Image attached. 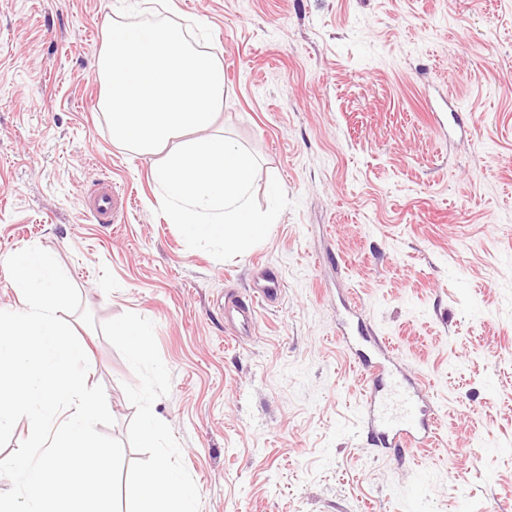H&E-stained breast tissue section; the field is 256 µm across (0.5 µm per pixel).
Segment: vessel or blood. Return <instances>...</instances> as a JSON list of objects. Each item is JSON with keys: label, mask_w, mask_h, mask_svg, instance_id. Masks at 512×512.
I'll use <instances>...</instances> for the list:
<instances>
[{"label": "vessel or blood", "mask_w": 512, "mask_h": 512, "mask_svg": "<svg viewBox=\"0 0 512 512\" xmlns=\"http://www.w3.org/2000/svg\"><path fill=\"white\" fill-rule=\"evenodd\" d=\"M122 206L108 186L93 198L96 216L106 224L114 223ZM281 294L280 280L268 271L250 301L225 306L224 320L233 336L239 340L253 336L258 304L278 300ZM369 343V349H356L355 356L369 382L363 414L370 434L389 448L428 447L434 435L428 390L398 371L378 338H370Z\"/></svg>", "instance_id": "obj_1"}]
</instances>
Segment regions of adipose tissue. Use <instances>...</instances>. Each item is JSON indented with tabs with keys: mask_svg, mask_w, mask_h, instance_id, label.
I'll use <instances>...</instances> for the list:
<instances>
[{
	"mask_svg": "<svg viewBox=\"0 0 512 512\" xmlns=\"http://www.w3.org/2000/svg\"><path fill=\"white\" fill-rule=\"evenodd\" d=\"M127 495L133 512H194L196 490L162 456L128 487Z\"/></svg>",
	"mask_w": 512,
	"mask_h": 512,
	"instance_id": "obj_1",
	"label": "adipose tissue"
}]
</instances>
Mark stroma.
<instances>
[{
    "label": "stroma",
    "mask_w": 512,
    "mask_h": 512,
    "mask_svg": "<svg viewBox=\"0 0 512 512\" xmlns=\"http://www.w3.org/2000/svg\"><path fill=\"white\" fill-rule=\"evenodd\" d=\"M121 2L0 0V310L23 307L5 260L52 253L96 322L66 317L122 484L158 454L148 410L194 512H512V0H138L210 28L209 132L256 155L260 206L274 179L293 202L227 261L187 247L159 211L157 157L113 140L99 109ZM101 181L131 200L113 224L80 203ZM268 268L282 299L235 340L222 303ZM348 304L428 384L433 446L385 450L362 425ZM120 322L149 327L148 361Z\"/></svg>",
    "instance_id": "obj_1"
}]
</instances>
